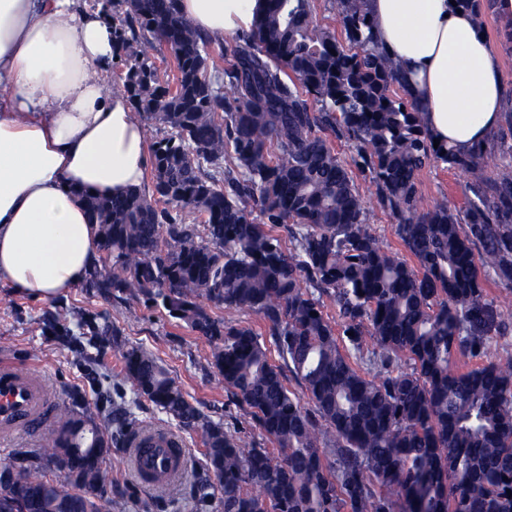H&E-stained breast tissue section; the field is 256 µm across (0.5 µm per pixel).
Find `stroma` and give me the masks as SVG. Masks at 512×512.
Instances as JSON below:
<instances>
[{
	"mask_svg": "<svg viewBox=\"0 0 512 512\" xmlns=\"http://www.w3.org/2000/svg\"><path fill=\"white\" fill-rule=\"evenodd\" d=\"M330 144L364 198L368 223L374 225L386 245L399 249L392 220L377 201L370 175L357 165L355 144L336 136L331 137ZM465 184L463 172L441 163L428 165L418 175L425 203L444 199L451 210L460 214L466 208ZM78 309L83 311L86 325H78L74 318ZM42 322L47 324V331L39 330ZM104 325L118 331L117 343L95 336V328ZM124 343L153 353L204 415L228 424L240 415L236 399L225 390L207 359L206 339L186 323L170 318L164 309L147 307L140 299L121 302L103 298L82 287L51 301H37L0 287V359L40 375L55 404H62L70 395H79L97 410L107 431L116 428L115 411L125 410L140 426L167 430L183 442L188 460L182 478L158 489L137 478L125 446H113L106 459L112 470V486L108 490L111 512H220L218 490H211L205 499L197 494L199 482L209 477L203 467L200 433L183 429L137 394L123 369L120 346Z\"/></svg>",
	"mask_w": 512,
	"mask_h": 512,
	"instance_id": "stroma-1",
	"label": "stroma"
}]
</instances>
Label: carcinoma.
<instances>
[{"mask_svg":"<svg viewBox=\"0 0 512 512\" xmlns=\"http://www.w3.org/2000/svg\"><path fill=\"white\" fill-rule=\"evenodd\" d=\"M124 2L112 90L170 133L149 145L147 189L80 194L100 245L83 287L161 306L210 343L258 436L202 414L142 347L122 358L140 394L201 431L223 512H512V349L458 367L512 334V159L434 145L361 0H334L342 39L314 0H263L229 49L178 0ZM154 42L169 80L144 52ZM329 133L356 144L415 264L367 223ZM432 160L467 175L466 222L424 204L417 175ZM491 280L507 291L489 296ZM215 308L254 313L271 344ZM59 421L40 447L11 452L22 463L4 466L0 512H109L112 437L77 398ZM56 459L62 480L40 465Z\"/></svg>","mask_w":512,"mask_h":512,"instance_id":"1","label":"carcinoma"}]
</instances>
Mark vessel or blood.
I'll return each instance as SVG.
<instances>
[{
  "instance_id": "obj_1",
  "label": "vessel or blood",
  "mask_w": 512,
  "mask_h": 512,
  "mask_svg": "<svg viewBox=\"0 0 512 512\" xmlns=\"http://www.w3.org/2000/svg\"><path fill=\"white\" fill-rule=\"evenodd\" d=\"M55 415L40 376L8 365L0 366V445L8 446L20 431L42 432ZM136 471L150 475L155 485L172 482L182 469L181 440L173 435L154 439L131 451Z\"/></svg>"
}]
</instances>
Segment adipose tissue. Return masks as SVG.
Returning <instances> with one entry per match:
<instances>
[{"label":"adipose tissue","mask_w":512,"mask_h":512,"mask_svg":"<svg viewBox=\"0 0 512 512\" xmlns=\"http://www.w3.org/2000/svg\"><path fill=\"white\" fill-rule=\"evenodd\" d=\"M260 0H180L215 42L249 31ZM375 44L395 59L438 141L469 154L506 110L501 59L450 0H364ZM112 12L82 0H0V287L51 300L99 256L77 197L144 186L146 128L112 90Z\"/></svg>","instance_id":"ef3b65f1"}]
</instances>
